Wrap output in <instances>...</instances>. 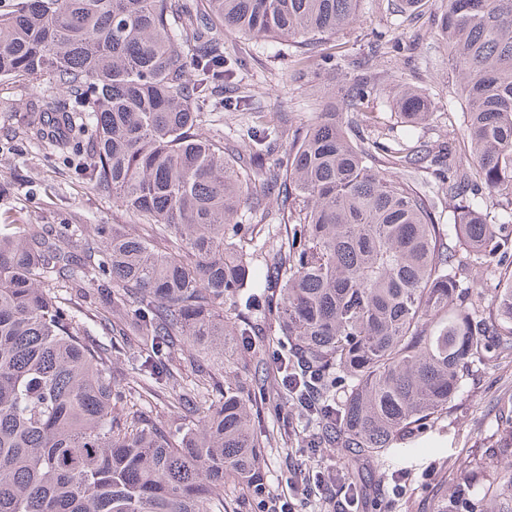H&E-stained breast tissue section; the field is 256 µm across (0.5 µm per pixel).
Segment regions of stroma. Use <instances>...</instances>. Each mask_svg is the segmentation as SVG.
Returning a JSON list of instances; mask_svg holds the SVG:
<instances>
[{
  "mask_svg": "<svg viewBox=\"0 0 512 512\" xmlns=\"http://www.w3.org/2000/svg\"><path fill=\"white\" fill-rule=\"evenodd\" d=\"M398 3L363 0L356 23L312 44L310 52L318 57H364L376 31L417 42L420 61L410 82L437 103L432 118L417 134L434 144L452 141L453 162L464 161L462 114L467 104L451 91L455 75L448 67V51L435 35V10L426 6L406 18L398 14ZM295 46L291 36L249 41L225 34L224 55L239 65L238 88L225 92L223 102L209 98L201 103L198 134L210 136L223 130L225 148L237 151L243 147L238 136L242 128L306 125L340 91L341 81L314 70H294ZM41 92L37 84L0 80V183L10 186L0 194V235L20 239L28 230L62 224L84 225L89 239L96 238L101 224H124L132 232H141L142 224L113 204L110 193L93 187L75 155L23 134V119ZM83 295L96 312L77 316L78 332L87 344H109L102 325L121 317V310L113 307L111 296L100 290L96 280L87 281ZM260 321L259 336L237 337L236 348L225 361L228 374L252 378L250 348L267 343L274 334L271 317L261 316ZM511 400L512 359H491L470 371L446 412L421 432L398 440L396 449L378 461L344 457L320 430L306 426L295 408L263 413L259 429L271 438L264 455L267 489L281 493L290 469L299 465L310 473L330 472L334 482L328 496L296 499V512H325L331 503L337 512H347L343 489L351 481L360 493L356 512H432L436 497L456 484L460 459L482 448L496 427L500 406Z\"/></svg>",
  "mask_w": 512,
  "mask_h": 512,
  "instance_id": "1",
  "label": "stroma"
}]
</instances>
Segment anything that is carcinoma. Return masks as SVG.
<instances>
[{"instance_id": "carcinoma-1", "label": "carcinoma", "mask_w": 512, "mask_h": 512, "mask_svg": "<svg viewBox=\"0 0 512 512\" xmlns=\"http://www.w3.org/2000/svg\"><path fill=\"white\" fill-rule=\"evenodd\" d=\"M361 2L13 0L0 9V79L60 89L30 109L23 133L63 152L85 144L90 181L148 226L133 234L103 224L101 241L79 251L71 242L81 224L0 236V512H214L226 483L265 485L249 384L226 381L215 399L207 367L178 396L196 425H157L130 409L108 348L82 341L75 310L42 287L47 278L76 291L91 277L112 291L149 341L144 405L175 381L176 347L222 360L234 337L255 335L253 312L275 317L293 373L282 406L293 400L354 456L383 457L448 409L473 366L512 356V0H441L438 34L468 104L469 167L443 162L451 145L435 149L372 120L364 106L390 80L405 126L429 121L434 102L343 55L334 69L352 82L309 125L249 127L241 154L195 134L204 81L234 75L223 32L305 42L355 23ZM283 142L285 166L269 165ZM271 198L283 235L266 223ZM444 200L448 226L437 218ZM243 209L252 223L238 220ZM475 267L492 287L473 286ZM505 456L512 403L433 512H512V466L484 468Z\"/></svg>"}]
</instances>
